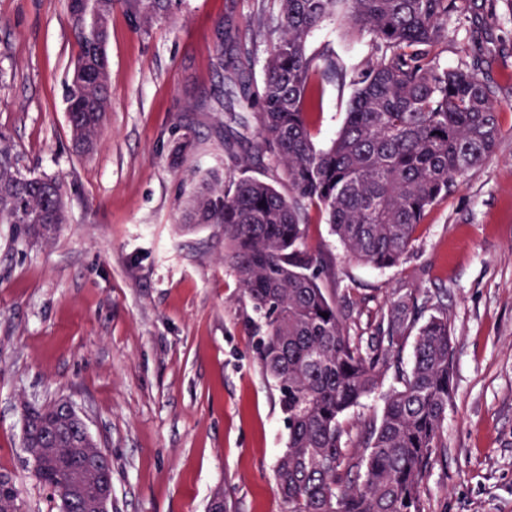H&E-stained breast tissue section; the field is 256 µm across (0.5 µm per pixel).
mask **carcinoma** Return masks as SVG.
Masks as SVG:
<instances>
[{
    "label": "carcinoma",
    "instance_id": "obj_1",
    "mask_svg": "<svg viewBox=\"0 0 512 512\" xmlns=\"http://www.w3.org/2000/svg\"><path fill=\"white\" fill-rule=\"evenodd\" d=\"M116 0H67L79 46L67 114L73 151L93 154L112 101L106 44ZM498 0H278L279 35L264 64L257 104V148L271 153L288 194L258 178L224 186L211 169L183 200L184 224H221L224 263L265 323L258 345L263 372L279 391L288 443L275 468L285 512H425L428 473L447 455L443 424L454 383L448 315L418 328L414 362L402 367V340L415 328L416 305L401 299L388 326L369 336L350 333L351 309L322 288L332 265L305 245L308 210L329 218L348 256L384 269L397 266L429 209L458 177L493 156L502 135L496 89L484 77L481 47L457 67L439 61L448 20L476 22ZM128 13L149 25L165 11L161 0H125ZM342 18L350 35L367 38L374 61L349 72L335 52L312 50V29ZM353 88L342 128L325 148L312 139L320 83ZM197 150L178 142L173 164ZM63 183L20 163L0 132V224L38 232L67 223ZM328 317H323V314ZM392 374L397 386L382 413L361 422L362 443L349 446L340 419ZM33 420H59L52 438L30 442L41 456L35 472L59 499V512H85L71 497L60 460L81 432L55 401L27 406ZM0 512H22L20 493L0 481Z\"/></svg>",
    "mask_w": 512,
    "mask_h": 512
}]
</instances>
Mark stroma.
<instances>
[{"label": "stroma", "mask_w": 512, "mask_h": 512, "mask_svg": "<svg viewBox=\"0 0 512 512\" xmlns=\"http://www.w3.org/2000/svg\"><path fill=\"white\" fill-rule=\"evenodd\" d=\"M278 16V0H167L142 27L116 4L112 110L85 158L69 139L66 0H0V130L25 167L63 182L69 215L40 236L0 224V474L23 512L56 510L23 448L22 409L59 399L112 454V512H207L219 490L234 512H283L274 467L288 428L257 357L263 322L224 264L222 226L180 222L196 166L288 188L253 149ZM477 37L494 60L498 148L428 211L401 264L350 260L319 209L306 232L334 261L322 286L352 306L353 334L406 294L448 315V455L425 481L426 512H512V12L500 2L478 26L451 21L441 64L467 60ZM308 42L351 70L372 56L336 17ZM351 95L324 82L316 144L336 136ZM194 102L205 110L187 111ZM187 135L199 151L173 167Z\"/></svg>", "instance_id": "35a3bbf8"}]
</instances>
